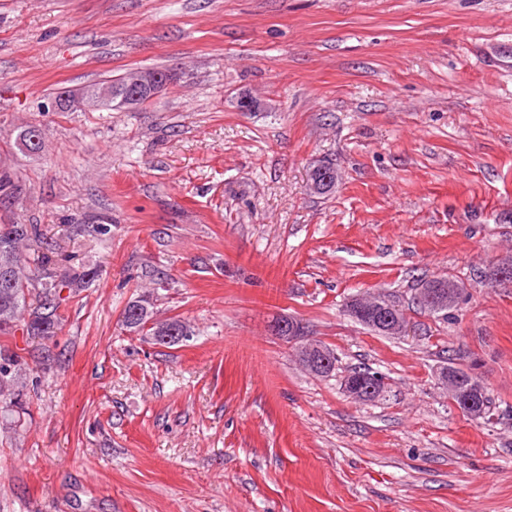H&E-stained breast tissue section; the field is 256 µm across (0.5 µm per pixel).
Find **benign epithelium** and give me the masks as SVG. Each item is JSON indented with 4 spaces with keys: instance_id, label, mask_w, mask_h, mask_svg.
<instances>
[{
    "instance_id": "benign-epithelium-1",
    "label": "benign epithelium",
    "mask_w": 512,
    "mask_h": 512,
    "mask_svg": "<svg viewBox=\"0 0 512 512\" xmlns=\"http://www.w3.org/2000/svg\"><path fill=\"white\" fill-rule=\"evenodd\" d=\"M172 81V75L161 73L147 68L134 69L128 73L125 82L129 90L120 94L112 88V82L107 81L94 91L82 87L73 91H64L52 99L51 109L59 111L63 108L85 112L101 110L106 103L115 100L125 109L133 110L139 106L140 100L147 97L157 99ZM381 327L392 336H404L407 332L405 319L394 309L384 317ZM271 333L283 342L289 344L305 359V365L312 372L322 371L327 365L330 356L320 346L307 340L305 336H291L288 334V323L280 322L271 325ZM347 395L354 400H361L376 394V386L362 379H348L344 381Z\"/></svg>"
}]
</instances>
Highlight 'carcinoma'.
Returning <instances> with one entry per match:
<instances>
[{
  "label": "carcinoma",
  "mask_w": 512,
  "mask_h": 512,
  "mask_svg": "<svg viewBox=\"0 0 512 512\" xmlns=\"http://www.w3.org/2000/svg\"><path fill=\"white\" fill-rule=\"evenodd\" d=\"M311 180L319 181L315 192L327 194L336 184V169L322 164L312 171ZM8 272L11 285L0 286V335L8 336L20 326L29 336L51 337L61 329L58 314L64 288L78 290L87 288L97 277V271L87 269L81 272H60L54 259L50 244L44 241L36 224H18L10 219L0 221V276ZM420 286L430 287L439 292L443 304L435 309L423 302L420 308L434 314L448 313L458 304L462 288L452 278H432L420 281ZM142 314L135 319L128 316L131 304H126L122 313L123 326L132 332L145 333L156 337L170 329L189 328L186 321L179 317L160 320L154 317L150 295L143 294L133 299ZM388 306L383 295L370 298H353L346 306L348 315L359 324L381 335L383 331L376 327L375 316L382 307ZM26 365L24 357L6 346H0V412L17 404L19 394L15 385L22 367ZM458 394L449 396L452 402H459V395L471 400L476 414L468 418L484 419L489 416L491 399L480 376L467 367L448 361L445 366Z\"/></svg>",
  "instance_id": "cac0c4a2"
}]
</instances>
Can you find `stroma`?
Here are the masks:
<instances>
[{"label":"stroma","instance_id":"1","mask_svg":"<svg viewBox=\"0 0 512 512\" xmlns=\"http://www.w3.org/2000/svg\"><path fill=\"white\" fill-rule=\"evenodd\" d=\"M138 67L176 74L152 104L48 109ZM1 172L8 216L100 276L57 336L0 337L49 359L0 425V512H512V0H0ZM433 277L450 316L413 301ZM145 290L190 341L125 331ZM378 292L407 335L347 315ZM284 315L334 375L269 335ZM451 360L490 419L439 387ZM364 365L386 399L345 392ZM427 286L430 288H426ZM421 289H433L439 292V296L443 300V304L438 309H435L428 304L418 301L416 295L415 300L417 301V304L420 306V308L428 311L429 313H444V315H448V312H451L456 308L462 291L459 283L449 277L422 279L420 281L419 288L416 289L418 290L417 294ZM442 369L448 371L449 378L443 379L441 388L448 391V380L451 381L458 393L466 395L471 400L473 408L479 412L474 415L462 412L463 415L476 420L487 418L491 410V399L480 376L470 368L460 366L452 360L448 361V365Z\"/></svg>","mask_w":512,"mask_h":512}]
</instances>
